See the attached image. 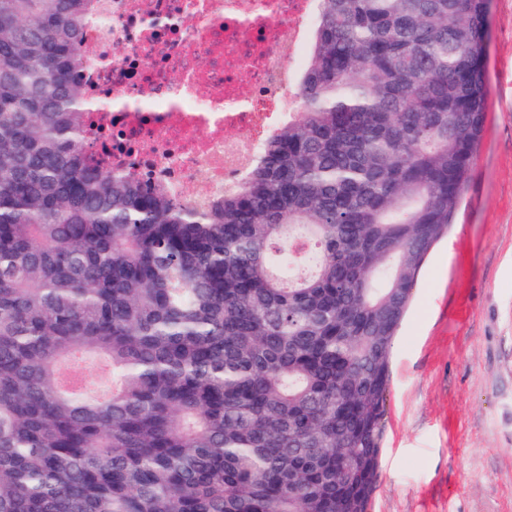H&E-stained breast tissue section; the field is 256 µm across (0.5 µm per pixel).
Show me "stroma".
<instances>
[{
  "label": "stroma",
  "mask_w": 512,
  "mask_h": 512,
  "mask_svg": "<svg viewBox=\"0 0 512 512\" xmlns=\"http://www.w3.org/2000/svg\"><path fill=\"white\" fill-rule=\"evenodd\" d=\"M482 137L396 336L368 512H512V0H492Z\"/></svg>",
  "instance_id": "35a3bbf8"
}]
</instances>
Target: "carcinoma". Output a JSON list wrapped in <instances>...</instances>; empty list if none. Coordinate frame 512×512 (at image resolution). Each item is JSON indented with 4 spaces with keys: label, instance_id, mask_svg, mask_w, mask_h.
<instances>
[{
    "label": "carcinoma",
    "instance_id": "obj_1",
    "mask_svg": "<svg viewBox=\"0 0 512 512\" xmlns=\"http://www.w3.org/2000/svg\"><path fill=\"white\" fill-rule=\"evenodd\" d=\"M94 8L0 0V512H367L488 0H321L298 118L205 209L86 155Z\"/></svg>",
    "mask_w": 512,
    "mask_h": 512
}]
</instances>
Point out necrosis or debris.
<instances>
[{"label": "necrosis or debris", "mask_w": 512, "mask_h": 512, "mask_svg": "<svg viewBox=\"0 0 512 512\" xmlns=\"http://www.w3.org/2000/svg\"><path fill=\"white\" fill-rule=\"evenodd\" d=\"M96 4L89 154L191 207L237 190L259 144L296 117L320 0Z\"/></svg>", "instance_id": "necrosis-or-debris-1"}]
</instances>
